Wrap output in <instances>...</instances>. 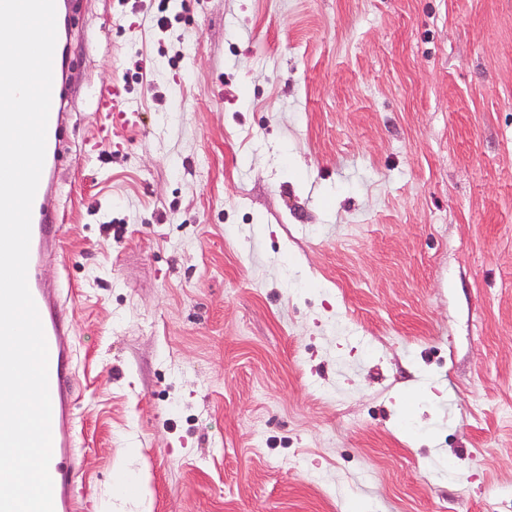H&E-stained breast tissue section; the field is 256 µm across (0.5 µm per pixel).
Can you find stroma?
<instances>
[{
    "mask_svg": "<svg viewBox=\"0 0 512 512\" xmlns=\"http://www.w3.org/2000/svg\"><path fill=\"white\" fill-rule=\"evenodd\" d=\"M68 12L90 512H512V0ZM127 87L119 78H113L111 82L97 87L92 98L95 109L98 112H113L112 119L122 121L123 124H134L136 113L128 109H121L126 102Z\"/></svg>",
    "mask_w": 512,
    "mask_h": 512,
    "instance_id": "stroma-1",
    "label": "stroma"
}]
</instances>
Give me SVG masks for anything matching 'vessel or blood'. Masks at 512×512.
I'll return each instance as SVG.
<instances>
[{
	"label": "vessel or blood",
	"mask_w": 512,
	"mask_h": 512,
	"mask_svg": "<svg viewBox=\"0 0 512 512\" xmlns=\"http://www.w3.org/2000/svg\"><path fill=\"white\" fill-rule=\"evenodd\" d=\"M63 47H55L52 60V92L46 130L45 160L31 211V238L27 282L36 304L48 347V388L51 400L52 479L54 512H75V483L79 468L74 461V418L77 403L74 360V323L58 283L44 272L54 256L61 220L53 204L59 190L62 149L68 139L70 114L67 110L70 86L64 77ZM127 87L120 79L97 87L92 98L96 111L111 113L125 124L136 115L126 110Z\"/></svg>",
	"instance_id": "b4317fda"
}]
</instances>
